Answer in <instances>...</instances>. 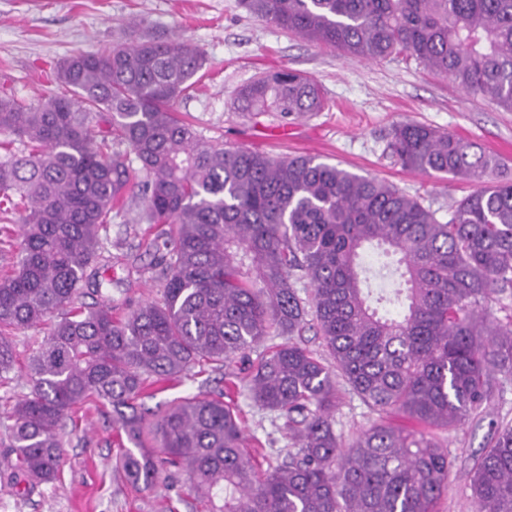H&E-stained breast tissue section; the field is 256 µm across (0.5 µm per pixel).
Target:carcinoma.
I'll return each instance as SVG.
<instances>
[{"label":"carcinoma","instance_id":"cac0c4a2","mask_svg":"<svg viewBox=\"0 0 512 512\" xmlns=\"http://www.w3.org/2000/svg\"><path fill=\"white\" fill-rule=\"evenodd\" d=\"M239 3L344 57L406 54L512 111V0ZM206 63L195 43L140 37L133 22L125 41L64 57L58 91L38 103L0 93V222L17 216L21 229L0 274V375L14 366L10 336L60 313L10 415L16 480L58 479L64 418L92 402L112 407L130 444L120 455L129 482L183 473L206 512H431L452 465L439 434L481 414L495 374L512 372V322L486 308L512 288V179H490L505 162L451 133L394 126L388 148L402 167L481 184L443 223L397 187L316 156L202 140L174 104ZM236 101L251 118L326 104L315 79L290 69L257 77ZM136 186L137 221L169 225L150 243L162 296L129 311L124 300L80 305L83 288L107 285L112 251L100 232ZM311 329L336 369L303 344ZM273 337L281 342L266 344ZM201 362L282 421L291 448L276 462L245 447L222 393L149 418V387ZM339 377L379 413L349 444L334 427ZM489 425L470 497L475 512H512V423Z\"/></svg>","mask_w":512,"mask_h":512}]
</instances>
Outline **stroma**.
Segmentation results:
<instances>
[{"label":"stroma","mask_w":512,"mask_h":512,"mask_svg":"<svg viewBox=\"0 0 512 512\" xmlns=\"http://www.w3.org/2000/svg\"><path fill=\"white\" fill-rule=\"evenodd\" d=\"M144 33L178 35L198 44L208 58L195 92L179 100V117L191 120L205 139L245 146L273 156L317 155L323 161L397 186L447 221L455 200L473 191L471 183L402 168L387 149L393 126L416 122L447 131L500 156L512 167V112L460 90L403 55L360 61L333 48L312 44L249 16L239 0H0V90L28 103L53 91L58 62L78 51H94L124 37L130 21ZM292 69L316 79L327 106L299 120L276 114L252 121L237 109L235 93L262 73ZM130 212L114 216L101 235L118 244L119 261L108 290L86 291L83 301L109 299L132 304L161 296L159 270L141 240L145 225L135 223L139 199L129 191ZM49 332L42 324L13 338L14 369L0 379V512H204L184 475L170 484L136 487L116 467L125 437L111 407L89 404L64 421V463L53 483L27 489L8 479L15 461L7 416L29 395L30 359ZM224 389L222 372H190L166 382L145 404L157 408L180 397L215 396ZM236 401L245 416V435L267 444L270 453L288 440L274 416ZM378 418L348 386H340L335 429L351 442ZM512 421V374L500 373L487 413L471 417L446 436L452 467L448 489L434 512H472L469 475L489 442L490 420Z\"/></svg>","instance_id":"1"}]
</instances>
